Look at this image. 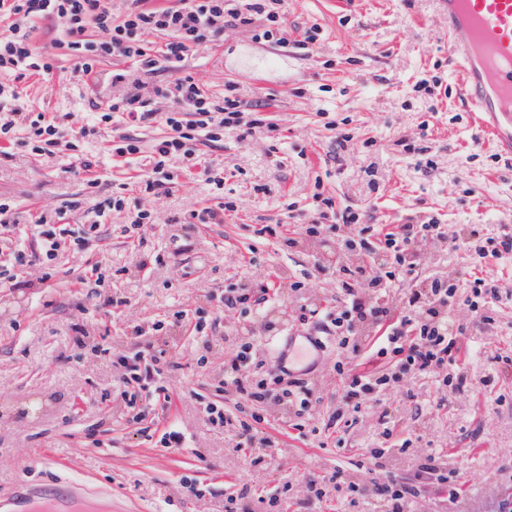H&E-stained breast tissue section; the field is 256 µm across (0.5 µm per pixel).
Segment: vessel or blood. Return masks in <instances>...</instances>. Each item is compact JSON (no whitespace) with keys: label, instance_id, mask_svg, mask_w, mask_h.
<instances>
[{"label":"vessel or blood","instance_id":"vessel-or-blood-1","mask_svg":"<svg viewBox=\"0 0 512 512\" xmlns=\"http://www.w3.org/2000/svg\"><path fill=\"white\" fill-rule=\"evenodd\" d=\"M447 22L452 60L461 73L456 96L478 130L512 157V0H435ZM281 369L305 381L325 352L321 337H286L277 346Z\"/></svg>","mask_w":512,"mask_h":512}]
</instances>
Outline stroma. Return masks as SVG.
I'll return each instance as SVG.
<instances>
[{
  "mask_svg": "<svg viewBox=\"0 0 512 512\" xmlns=\"http://www.w3.org/2000/svg\"><path fill=\"white\" fill-rule=\"evenodd\" d=\"M283 9L287 61H278V46L253 42L249 28L239 26L197 48L182 67L214 96L236 86L263 104L271 124L245 142L228 134L202 146L223 169L224 193L236 198L237 211L225 213L220 224L173 223L174 215L219 204L202 177L182 174L172 193L133 199L156 219L148 243L159 258L153 268H140L139 251L117 230L128 216L114 212L91 248L59 255L47 281L19 289L0 285V512H225L229 506L236 512H374L375 499L353 507L333 495L315 501L308 483L324 473L370 482L375 462L365 445L385 413L395 429L378 463L400 483L416 486L405 512H507L512 506V368L504 363L512 357V257L476 271L500 291L494 328H478L466 303L469 288L457 290L451 320L461 329L458 362L467 378L453 399H445L440 376L411 385L400 379L381 407L359 415L347 431L328 429L341 388L332 349L309 379L314 395L299 430L288 422L292 408L240 407L222 384L224 364L242 342L252 343L264 372L274 375L277 341L318 329L317 319H303L302 306L320 309L338 294L325 268L341 254L339 243L355 238V225H341L325 238L296 233L292 248L259 232L264 224H289L293 212L311 216L316 188L337 208L368 209L376 223L391 228L430 213L452 235L471 224L492 235L512 227V164L494 160L455 96L459 75L434 0H284ZM313 27L315 42L297 48ZM64 29L57 18L34 20L30 41L50 51L51 69L16 82V99L0 97V117H14L19 137L41 112L71 137L84 114L122 91L112 83L122 60L101 59L93 80L75 70L72 56L54 50ZM423 78L438 80L433 95L415 90ZM330 121L350 132L345 149H337ZM123 132L141 146L137 162L109 161L112 129H96L86 139L85 152L102 181L92 197L84 173L67 172L65 157L31 158L21 145L0 146V199L24 218L77 202L80 210L64 221L84 222L87 210L106 206L113 185H135L167 128L158 118ZM371 138L375 146L363 152L362 142ZM416 138L423 153L404 150V142ZM424 156L433 168H420ZM184 239L190 249L176 252ZM97 263L114 270L115 278L101 287L77 283L80 272ZM469 265L462 249L448 252L431 242L421 251L424 276L452 280ZM242 272L252 285L273 283L277 301L213 310V279L234 284ZM297 281L303 289H294ZM106 293L128 299L123 314L96 310ZM183 308L203 311L209 350H201L190 326L173 322ZM163 318L168 326L153 331ZM78 320L88 334L81 347L71 332ZM130 320L175 364L166 377L169 399L128 406L115 370L97 353L101 343L124 348ZM210 402L246 421L262 415V440L251 458L240 455L234 429L212 428L204 410ZM171 424L184 429L188 447L156 446L155 436ZM407 438L412 447H403ZM430 455L444 473L455 474L456 496L436 477L418 481ZM187 479L195 492L184 488Z\"/></svg>",
  "mask_w": 512,
  "mask_h": 512,
  "instance_id": "stroma-1",
  "label": "stroma"
}]
</instances>
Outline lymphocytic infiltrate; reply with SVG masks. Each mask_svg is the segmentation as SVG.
Returning <instances> with one entry per match:
<instances>
[{
    "label": "lymphocytic infiltrate",
    "instance_id": "lymphocytic-infiltrate-1",
    "mask_svg": "<svg viewBox=\"0 0 512 512\" xmlns=\"http://www.w3.org/2000/svg\"><path fill=\"white\" fill-rule=\"evenodd\" d=\"M131 2L122 20L117 22L112 18L107 0H0V21H6L10 30L9 36L0 37V75L21 80L50 71L48 53L35 52L23 30L25 21L35 17L65 20L75 68L87 76L94 74L99 58L113 55L138 60L142 68L154 69L157 60L148 55L144 37L155 32L169 34L171 40L163 49L161 60L177 76L156 91L168 103L163 119L169 133L154 146L150 158L152 168L142 182V191L146 194L170 191L177 180L169 164L176 160L202 166L208 181L216 189H223L222 171L197 153V142L202 139L220 142L228 133L247 141L265 128L266 119L255 104L241 96L232 94L221 100L207 96L192 76L180 75L179 70L190 52L229 26L252 28V38L258 42H283L286 32L283 0H182L179 6L163 9L144 7L143 0ZM90 24L99 30L98 40H83L85 28ZM112 82L124 85V93L109 100L103 109L89 113L86 127L132 125L148 119L147 102L139 83L129 82L124 70L113 71ZM187 110L191 111L192 120L184 119ZM23 145L30 153L40 156L65 155L79 171L93 166L80 139L60 141L54 120L42 116L31 121ZM60 218L56 210L39 213L34 226L41 246L36 250L17 248L13 254L14 266L48 269L61 241H68L71 249L80 250L98 234V224L73 228L61 223ZM343 224L359 225L355 245L366 259L358 264H336V280L340 285L336 305L321 313L326 331L335 335L337 347L344 351L335 364L343 382L341 409L356 415L374 407L393 382L392 376L383 372L356 373L351 356L365 346L376 356L396 358L401 373L413 379L428 376L438 368L449 369L448 393L456 395L466 377L454 353L456 338L448 320L456 288L443 279L419 275V243L427 236L440 234V225L435 218L428 217L401 225L399 231L386 232L372 223L370 214L336 210L332 199L321 197L305 232L317 236L329 226ZM478 234V229H468L456 235L449 246L470 249L476 267L487 259L500 260L512 254V233L501 232L490 238L488 246L477 248L473 241ZM400 282L408 283L409 289L394 309L388 298ZM369 324L380 328V336H361V329ZM126 339L135 346V353L116 350L110 354L119 384L137 383L140 389L154 396L165 393L160 380L164 370L170 369V362L144 346L139 326H131ZM224 386L246 403L288 404L303 410L308 408L313 396L305 382L291 381L277 389L267 388L247 343L238 345L233 358L225 363Z\"/></svg>",
    "mask_w": 512,
    "mask_h": 512
}]
</instances>
